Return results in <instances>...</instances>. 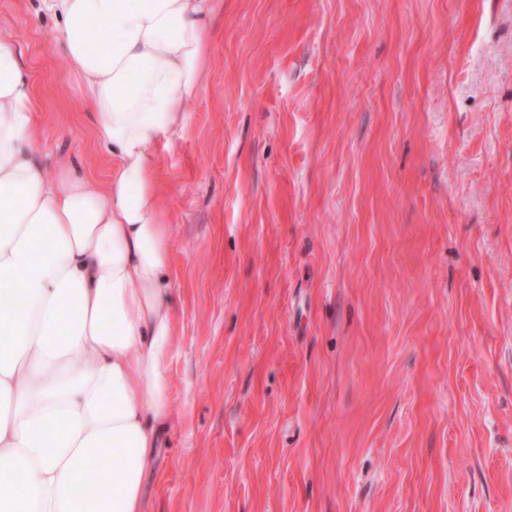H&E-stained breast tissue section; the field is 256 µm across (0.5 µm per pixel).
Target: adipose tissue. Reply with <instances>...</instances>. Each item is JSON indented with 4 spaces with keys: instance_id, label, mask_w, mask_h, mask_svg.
I'll list each match as a JSON object with an SVG mask.
<instances>
[{
    "instance_id": "ef3b65f1",
    "label": "adipose tissue",
    "mask_w": 512,
    "mask_h": 512,
    "mask_svg": "<svg viewBox=\"0 0 512 512\" xmlns=\"http://www.w3.org/2000/svg\"><path fill=\"white\" fill-rule=\"evenodd\" d=\"M207 8L39 0L117 161L100 191L66 162L42 163L32 84L0 36V512H145L144 478L174 416L171 236L154 148L187 126Z\"/></svg>"
}]
</instances>
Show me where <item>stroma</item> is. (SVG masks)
<instances>
[{"label":"stroma","mask_w":512,"mask_h":512,"mask_svg":"<svg viewBox=\"0 0 512 512\" xmlns=\"http://www.w3.org/2000/svg\"><path fill=\"white\" fill-rule=\"evenodd\" d=\"M154 148L174 420L146 512H512V0H212ZM51 20L0 0L47 164L106 185Z\"/></svg>","instance_id":"stroma-1"}]
</instances>
